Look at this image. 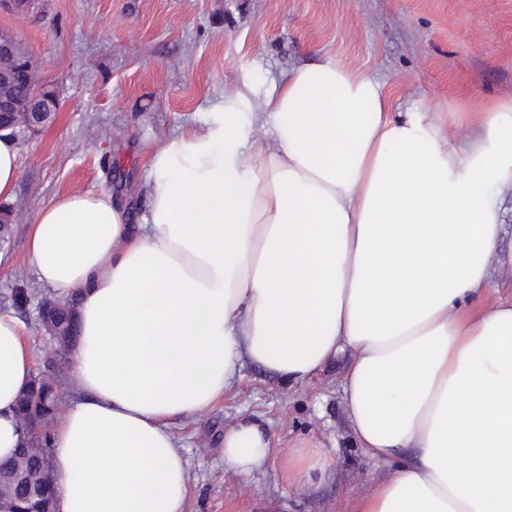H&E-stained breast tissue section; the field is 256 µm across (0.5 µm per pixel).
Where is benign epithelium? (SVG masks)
Listing matches in <instances>:
<instances>
[{
	"label": "benign epithelium",
	"mask_w": 512,
	"mask_h": 512,
	"mask_svg": "<svg viewBox=\"0 0 512 512\" xmlns=\"http://www.w3.org/2000/svg\"><path fill=\"white\" fill-rule=\"evenodd\" d=\"M57 107L54 95L38 85L29 53L0 32V133L8 131L16 139L34 135Z\"/></svg>",
	"instance_id": "benign-epithelium-1"
}]
</instances>
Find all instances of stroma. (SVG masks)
I'll return each mask as SVG.
<instances>
[{
    "instance_id": "35a3bbf8",
    "label": "stroma",
    "mask_w": 512,
    "mask_h": 512,
    "mask_svg": "<svg viewBox=\"0 0 512 512\" xmlns=\"http://www.w3.org/2000/svg\"><path fill=\"white\" fill-rule=\"evenodd\" d=\"M0 31L22 43L59 103L53 121L19 145L0 312L23 323L35 367L53 365L66 399L76 393L68 349L39 324L49 291L24 248L28 224L58 196L106 190L143 213L148 144L203 127L210 103L243 76L262 89L314 53L371 75L395 110L415 106L445 130L475 104L512 98V0H0ZM17 288L29 292L18 310ZM344 367L340 357L290 385L248 363L231 398L176 422L189 512H356L387 467L353 442ZM246 414L278 447L320 440L335 468L302 489L288 487L279 459L248 476L225 474L224 432Z\"/></svg>"
}]
</instances>
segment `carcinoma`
Here are the masks:
<instances>
[{"mask_svg": "<svg viewBox=\"0 0 512 512\" xmlns=\"http://www.w3.org/2000/svg\"><path fill=\"white\" fill-rule=\"evenodd\" d=\"M48 318L61 326L59 340L71 336L72 313L54 310L39 316L43 323ZM58 405V392L46 373L35 376L18 400V414L29 421L31 432L27 447L17 449L11 460L0 463L3 476L12 481L10 512H41V503L54 493V487L42 485L41 475L54 465L49 430Z\"/></svg>", "mask_w": 512, "mask_h": 512, "instance_id": "obj_1", "label": "carcinoma"}]
</instances>
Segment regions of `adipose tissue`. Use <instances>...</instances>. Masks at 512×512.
I'll use <instances>...</instances> for the list:
<instances>
[{"instance_id": "ef3b65f1", "label": "adipose tissue", "mask_w": 512, "mask_h": 512, "mask_svg": "<svg viewBox=\"0 0 512 512\" xmlns=\"http://www.w3.org/2000/svg\"><path fill=\"white\" fill-rule=\"evenodd\" d=\"M257 97L271 136L251 140L240 118ZM460 121L472 132L451 142L321 54L264 91L244 80L205 127L150 147L141 223L105 191L40 209L29 265L76 301L55 512H187L174 422L230 396L244 361L301 383L344 353L355 441L388 467L356 512H512V299L476 301L504 264L512 99ZM23 332L0 313V462L28 442ZM275 454L254 418L224 434L225 472ZM283 454L296 488L336 464L316 441Z\"/></svg>"}]
</instances>
